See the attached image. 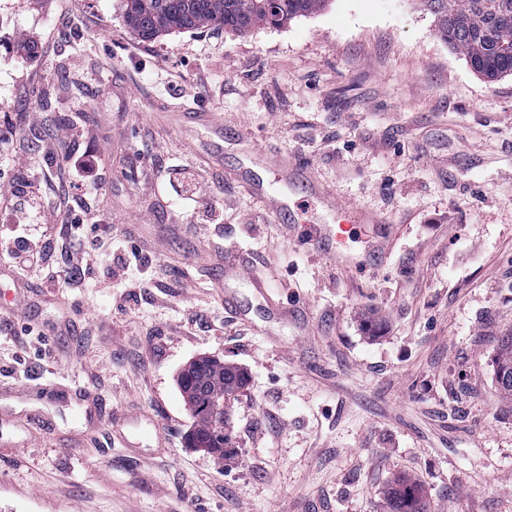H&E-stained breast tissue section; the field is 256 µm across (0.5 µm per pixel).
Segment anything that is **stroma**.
I'll list each match as a JSON object with an SVG mask.
<instances>
[{
	"instance_id": "1",
	"label": "stroma",
	"mask_w": 512,
	"mask_h": 512,
	"mask_svg": "<svg viewBox=\"0 0 512 512\" xmlns=\"http://www.w3.org/2000/svg\"><path fill=\"white\" fill-rule=\"evenodd\" d=\"M199 106L223 132L181 121ZM1 126L35 237L74 206L112 248L74 288L0 262V512H390L399 474L428 512H512L492 367L512 329V75L475 74L414 0L150 42L121 0H0ZM268 153L328 199L290 194V224L265 210L239 179L267 177ZM83 154L109 157L99 190L69 185ZM170 165L204 167L223 223L154 208ZM333 203L383 217L389 253L339 267L304 244ZM199 357L249 375L221 461L186 441L178 376Z\"/></svg>"
}]
</instances>
